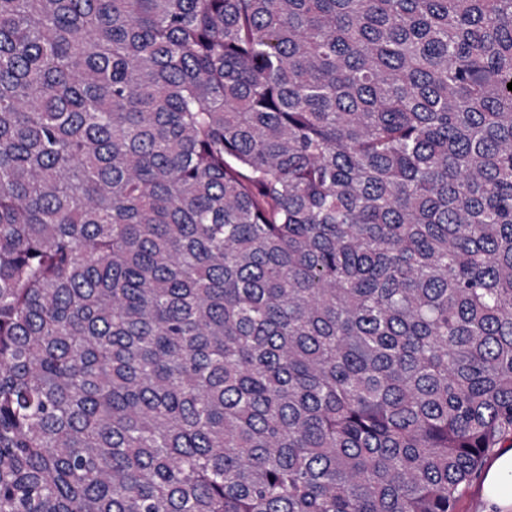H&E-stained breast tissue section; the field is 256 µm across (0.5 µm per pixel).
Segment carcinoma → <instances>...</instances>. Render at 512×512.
I'll use <instances>...</instances> for the list:
<instances>
[{
    "label": "carcinoma",
    "instance_id": "carcinoma-1",
    "mask_svg": "<svg viewBox=\"0 0 512 512\" xmlns=\"http://www.w3.org/2000/svg\"><path fill=\"white\" fill-rule=\"evenodd\" d=\"M510 82L512 0H0V512H454Z\"/></svg>",
    "mask_w": 512,
    "mask_h": 512
}]
</instances>
